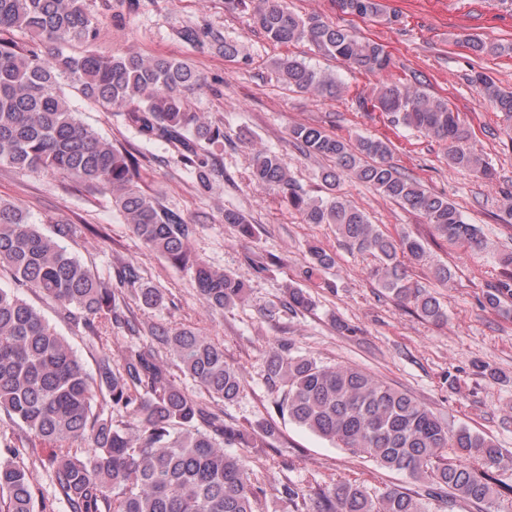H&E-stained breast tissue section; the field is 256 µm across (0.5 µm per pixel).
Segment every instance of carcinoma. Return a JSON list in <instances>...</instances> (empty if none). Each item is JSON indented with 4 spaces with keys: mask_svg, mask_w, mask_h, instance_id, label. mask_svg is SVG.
<instances>
[{
    "mask_svg": "<svg viewBox=\"0 0 512 512\" xmlns=\"http://www.w3.org/2000/svg\"><path fill=\"white\" fill-rule=\"evenodd\" d=\"M225 8L252 7L254 23L274 43L307 42L340 58L351 68L381 73L390 66L383 45L357 37L318 15H300L287 0H224ZM350 15L392 23L382 0H337ZM28 35L19 45L13 33ZM100 23L83 0H0V163L28 171L51 170L72 181L101 187L112 196L146 249L173 264H192L200 302L222 312L246 298L240 278L190 260V225L160 207L139 185L140 161L85 125L71 106L67 90L106 107L124 108L125 120L146 139L168 145L204 190L211 188L216 165L206 149L222 142L224 131L205 121L189 105L187 93L201 85L186 61L147 59L134 52L104 55L97 51ZM184 41L200 52L213 47L236 60L242 47L213 30L187 26ZM84 45L78 54L70 43ZM457 42L477 55L512 54V44L490 42L473 34ZM273 66L281 81L299 92L335 97L341 83L326 71L293 57ZM481 97L512 120V91L476 72L470 78ZM371 104L392 122L413 128L445 146L448 162L486 178V160L469 145L470 131L448 101L428 95L421 86L387 82L377 87ZM293 144L306 156L333 162L322 181L336 189L341 175H351L402 207L423 215L434 232L471 251H490L481 229L467 222L448 199L402 175L390 162L382 139L362 138L351 146L324 130L299 125ZM252 180L288 199L307 224H333L345 246L377 260L371 270L392 298L413 305L426 320L443 324L448 314L441 301L414 281L402 263L426 260L424 243L407 235H386L349 201L333 194L312 198L297 184L278 155L259 150ZM224 223L250 238L253 226L235 210ZM81 233L76 224H58L55 235L42 233L18 205L0 200V272L12 275L15 287H0V411L52 449L53 484L69 512H258L262 487L244 456L230 448H261L276 437L271 420L237 428L224 421L223 405L241 391V374L224 359V347L193 327L147 328L131 322L120 299L131 295L154 310L163 291L140 283L130 269L116 279L95 276L65 246ZM310 269L328 270L334 258L324 249L308 250ZM33 288L59 303L74 324L89 336L108 337L112 325L133 336L148 331L157 349L127 350L115 365L103 360L91 377L81 358L35 306L15 288ZM485 304L499 310L512 302V277L483 292ZM312 297L288 287V308L310 310ZM178 363L211 399L199 402L175 382L160 351ZM266 383L284 389L281 411L298 425L379 466L428 481L426 498L452 494L474 505L493 503L512 487L498 484L489 468H512L493 441L467 428H451L412 395L396 390L370 373L349 365H323L288 346L265 362ZM106 408L96 409L97 394ZM452 448L459 457L446 461ZM33 476L25 467L0 458V495L6 512H34ZM282 499L291 512H428L423 499L399 486L377 496L363 486L337 482L326 486L288 483Z\"/></svg>",
    "mask_w": 512,
    "mask_h": 512,
    "instance_id": "cac0c4a2",
    "label": "carcinoma"
}]
</instances>
